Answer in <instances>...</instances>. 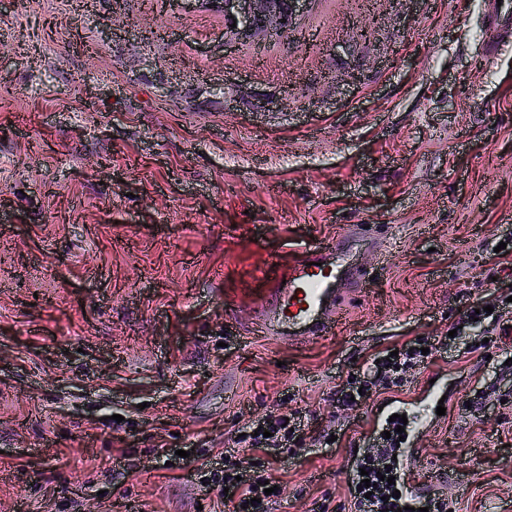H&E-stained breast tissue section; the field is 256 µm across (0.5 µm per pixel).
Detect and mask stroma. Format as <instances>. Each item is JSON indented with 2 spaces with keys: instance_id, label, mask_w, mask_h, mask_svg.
Segmentation results:
<instances>
[{
  "instance_id": "35a3bbf8",
  "label": "stroma",
  "mask_w": 512,
  "mask_h": 512,
  "mask_svg": "<svg viewBox=\"0 0 512 512\" xmlns=\"http://www.w3.org/2000/svg\"><path fill=\"white\" fill-rule=\"evenodd\" d=\"M484 14L381 0L355 44L310 0L295 44L228 41L202 2L0 0V512H214L198 467L270 414L302 440L243 453L279 487L269 512H355L339 462L395 401L406 485L512 512V331L464 316L512 295V45L482 57ZM351 224L386 251L353 241L371 279L329 336L227 328L263 256ZM419 338L437 348L402 387L342 404Z\"/></svg>"
}]
</instances>
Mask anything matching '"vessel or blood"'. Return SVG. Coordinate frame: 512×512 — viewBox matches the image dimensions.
<instances>
[{"mask_svg":"<svg viewBox=\"0 0 512 512\" xmlns=\"http://www.w3.org/2000/svg\"><path fill=\"white\" fill-rule=\"evenodd\" d=\"M485 6V50L493 57L512 38V0H486ZM351 237L346 231L331 243L308 248L286 268L269 256L248 334L290 342L329 334L369 280L368 271L350 257Z\"/></svg>","mask_w":512,"mask_h":512,"instance_id":"1","label":"vessel or blood"}]
</instances>
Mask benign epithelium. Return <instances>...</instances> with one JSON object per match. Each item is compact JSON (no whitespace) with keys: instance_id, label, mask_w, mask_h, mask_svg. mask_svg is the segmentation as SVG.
Segmentation results:
<instances>
[{"instance_id":"7a95c632","label":"benign epithelium","mask_w":512,"mask_h":512,"mask_svg":"<svg viewBox=\"0 0 512 512\" xmlns=\"http://www.w3.org/2000/svg\"><path fill=\"white\" fill-rule=\"evenodd\" d=\"M211 7L224 13L227 33L238 40H248L257 32L288 34L281 26L279 0H207Z\"/></svg>"}]
</instances>
